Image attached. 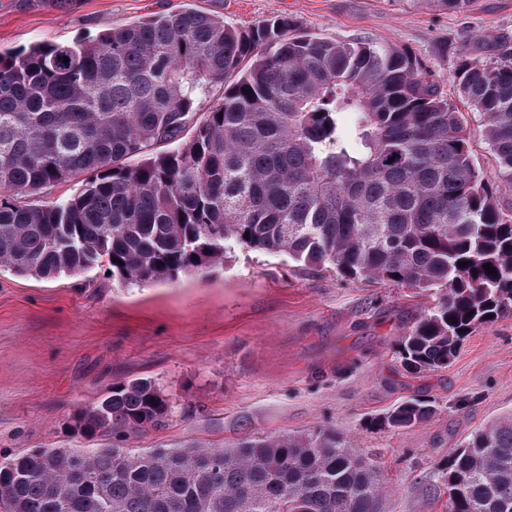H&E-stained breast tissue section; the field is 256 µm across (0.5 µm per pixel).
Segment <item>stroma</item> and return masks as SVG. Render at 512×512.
I'll return each instance as SVG.
<instances>
[{
  "mask_svg": "<svg viewBox=\"0 0 512 512\" xmlns=\"http://www.w3.org/2000/svg\"><path fill=\"white\" fill-rule=\"evenodd\" d=\"M186 8L238 28L277 17L321 38L403 49L455 103L463 59L512 52V0H471L462 13L437 0H71L63 10L0 0V52L88 40ZM108 270L50 280L0 270V455L110 446L111 435L73 433L70 417L112 384L145 378L175 408L128 447L225 448L329 425L383 461L384 512H448L437 485L451 448L512 416V317L477 329L447 369L412 374L397 343L432 303L412 290L243 247L161 283H119ZM411 396L434 402L431 422L368 428Z\"/></svg>",
  "mask_w": 512,
  "mask_h": 512,
  "instance_id": "obj_1",
  "label": "stroma"
}]
</instances>
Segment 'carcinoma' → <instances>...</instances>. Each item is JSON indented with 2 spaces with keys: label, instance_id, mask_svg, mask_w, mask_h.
<instances>
[{
  "label": "carcinoma",
  "instance_id": "carcinoma-1",
  "mask_svg": "<svg viewBox=\"0 0 512 512\" xmlns=\"http://www.w3.org/2000/svg\"><path fill=\"white\" fill-rule=\"evenodd\" d=\"M453 79L512 188V54L464 59ZM217 82L223 102L199 121ZM461 116L405 51L277 18L241 29L185 9L0 52V267L45 279L105 261L112 279L145 284L219 264L234 246L283 253L434 292L398 354L413 371L445 369L468 336L512 314V209L475 168ZM81 175L65 201L22 202ZM170 407L163 389L134 379L69 427L125 441L165 425ZM435 414L410 397L368 426L409 429ZM444 476L448 512H512V416L468 434ZM385 495L378 461L325 425L230 448L0 458V512H380Z\"/></svg>",
  "mask_w": 512,
  "mask_h": 512
}]
</instances>
